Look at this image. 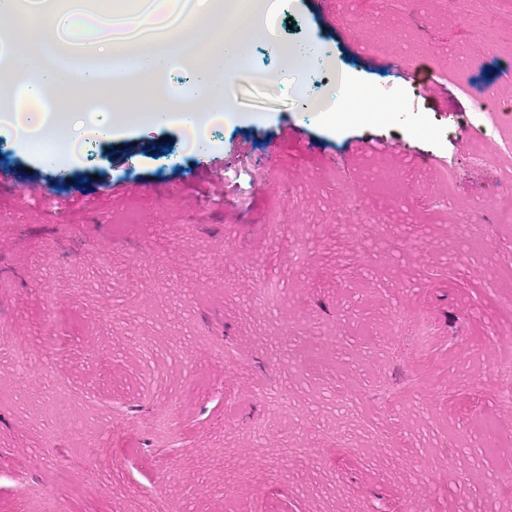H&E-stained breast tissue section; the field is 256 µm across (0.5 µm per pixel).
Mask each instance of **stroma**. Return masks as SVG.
<instances>
[{"instance_id": "35a3bbf8", "label": "stroma", "mask_w": 512, "mask_h": 512, "mask_svg": "<svg viewBox=\"0 0 512 512\" xmlns=\"http://www.w3.org/2000/svg\"><path fill=\"white\" fill-rule=\"evenodd\" d=\"M279 24L329 64L256 44L206 152L0 133V336L34 363L0 354V512H512V0ZM341 73L398 112L316 124Z\"/></svg>"}]
</instances>
